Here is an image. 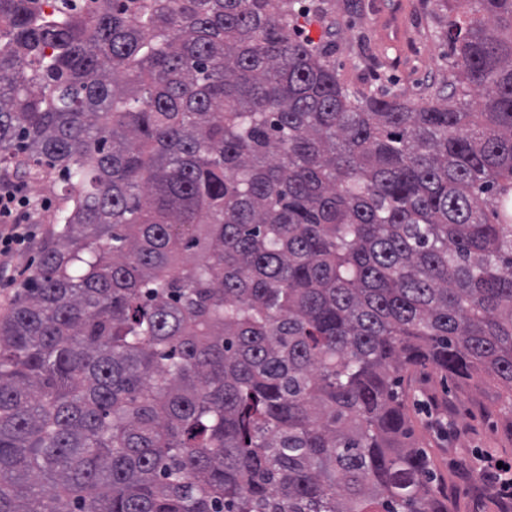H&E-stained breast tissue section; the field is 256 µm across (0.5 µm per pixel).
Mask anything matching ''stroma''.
<instances>
[{"label": "stroma", "mask_w": 512, "mask_h": 512, "mask_svg": "<svg viewBox=\"0 0 512 512\" xmlns=\"http://www.w3.org/2000/svg\"><path fill=\"white\" fill-rule=\"evenodd\" d=\"M329 22L311 20L304 32L320 41L335 26L336 66L361 89L382 87L420 101L431 85L447 79L448 45L432 35L439 19L423 0H333ZM36 205L35 238L25 249L0 257V318L38 262L39 249L62 205L58 173L45 168L38 184L23 183ZM412 435L448 479L458 512H485L492 480L476 459L494 447L506 425L493 391L460 386L432 368L412 372L406 388Z\"/></svg>", "instance_id": "35a3bbf8"}]
</instances>
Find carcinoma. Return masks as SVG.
Wrapping results in <instances>:
<instances>
[{
	"label": "carcinoma",
	"instance_id": "carcinoma-1",
	"mask_svg": "<svg viewBox=\"0 0 512 512\" xmlns=\"http://www.w3.org/2000/svg\"><path fill=\"white\" fill-rule=\"evenodd\" d=\"M0 0V163L65 206L0 320V512H455L433 366L512 449V0L448 5L427 101L366 91L331 0Z\"/></svg>",
	"mask_w": 512,
	"mask_h": 512
}]
</instances>
